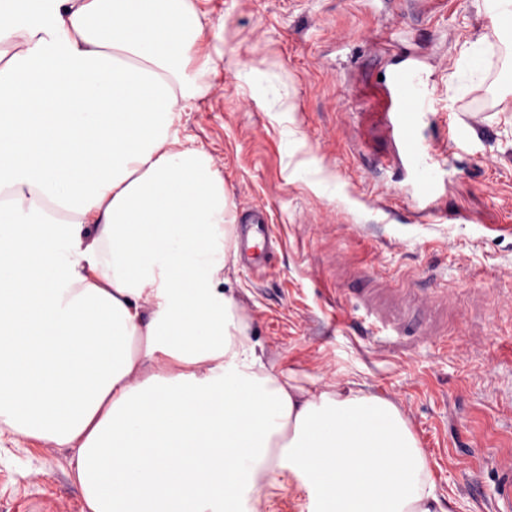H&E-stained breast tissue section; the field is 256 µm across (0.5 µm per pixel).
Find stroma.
Segmentation results:
<instances>
[{
  "label": "stroma",
  "mask_w": 512,
  "mask_h": 512,
  "mask_svg": "<svg viewBox=\"0 0 512 512\" xmlns=\"http://www.w3.org/2000/svg\"><path fill=\"white\" fill-rule=\"evenodd\" d=\"M211 56L205 96L178 139L205 148L235 210L266 207L271 275L234 283L267 359L327 388L351 380L393 402L452 512H493L498 456L512 451V67L449 98L464 43L485 33L475 0H195ZM421 56L439 110L420 130L471 137L438 194L417 203L378 112L382 77ZM284 67L294 112L265 111L245 67ZM339 177L346 203L288 177L285 128ZM401 288L404 329L371 325L358 296ZM70 452L0 447V512H80Z\"/></svg>",
  "instance_id": "obj_1"
}]
</instances>
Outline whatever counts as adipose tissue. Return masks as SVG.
<instances>
[{
  "instance_id": "1",
  "label": "adipose tissue",
  "mask_w": 512,
  "mask_h": 512,
  "mask_svg": "<svg viewBox=\"0 0 512 512\" xmlns=\"http://www.w3.org/2000/svg\"><path fill=\"white\" fill-rule=\"evenodd\" d=\"M451 91L512 57L477 0ZM194 0H0V434L70 449L81 512H450L400 411L267 360L224 176L175 136L205 95ZM266 111H293L283 67Z\"/></svg>"
}]
</instances>
